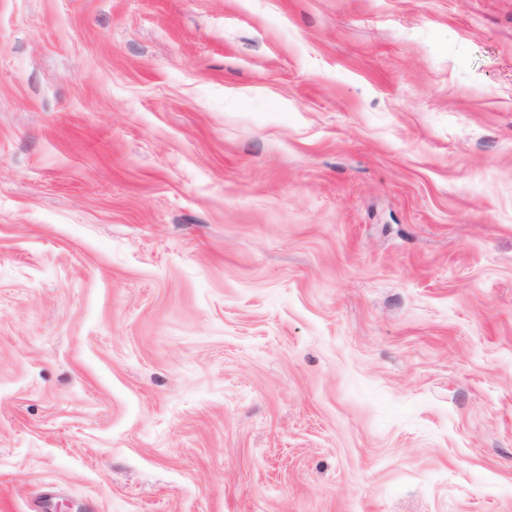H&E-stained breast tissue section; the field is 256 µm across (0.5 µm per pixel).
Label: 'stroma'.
<instances>
[{
    "label": "stroma",
    "mask_w": 512,
    "mask_h": 512,
    "mask_svg": "<svg viewBox=\"0 0 512 512\" xmlns=\"http://www.w3.org/2000/svg\"><path fill=\"white\" fill-rule=\"evenodd\" d=\"M0 512H512V0H0Z\"/></svg>",
    "instance_id": "stroma-1"
}]
</instances>
